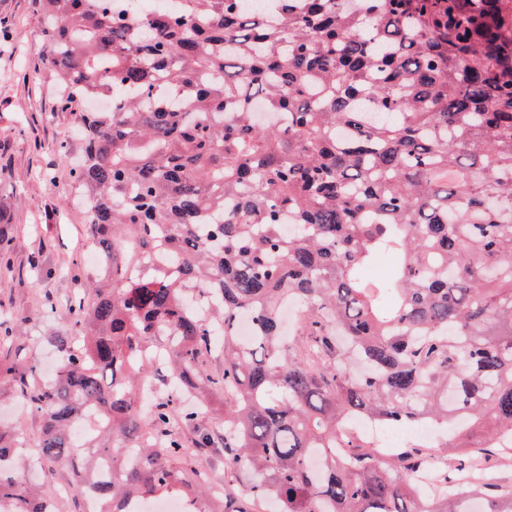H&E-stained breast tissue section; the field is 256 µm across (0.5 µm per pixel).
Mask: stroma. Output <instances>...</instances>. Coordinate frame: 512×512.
I'll list each match as a JSON object with an SVG mask.
<instances>
[{
  "instance_id": "1",
  "label": "stroma",
  "mask_w": 512,
  "mask_h": 512,
  "mask_svg": "<svg viewBox=\"0 0 512 512\" xmlns=\"http://www.w3.org/2000/svg\"><path fill=\"white\" fill-rule=\"evenodd\" d=\"M42 49L37 0H0V222L13 238L9 263L0 262V319L37 310L47 297L55 306L0 352L40 372L56 354L53 336L70 327L71 297L98 273L78 236L85 199L59 194L81 142L75 116L56 109L58 81L39 68Z\"/></svg>"
}]
</instances>
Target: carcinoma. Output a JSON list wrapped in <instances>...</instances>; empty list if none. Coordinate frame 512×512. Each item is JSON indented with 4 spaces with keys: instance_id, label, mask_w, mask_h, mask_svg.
<instances>
[{
    "instance_id": "cac0c4a2",
    "label": "carcinoma",
    "mask_w": 512,
    "mask_h": 512,
    "mask_svg": "<svg viewBox=\"0 0 512 512\" xmlns=\"http://www.w3.org/2000/svg\"><path fill=\"white\" fill-rule=\"evenodd\" d=\"M40 2V63L80 125L73 188L103 263L53 337V379L0 358L42 419L43 462L112 512L155 494L211 512L195 493L215 454L220 512H512L485 452L512 454V0H276L273 18L243 0L142 16L140 0ZM205 292L218 302L201 317ZM291 300L299 343L281 331ZM51 310L0 325V342ZM179 390L224 395V432ZM352 414L448 431L458 464L434 474L432 503L424 446L382 458ZM20 445L0 431V508L43 512L53 485L19 479Z\"/></svg>"
}]
</instances>
